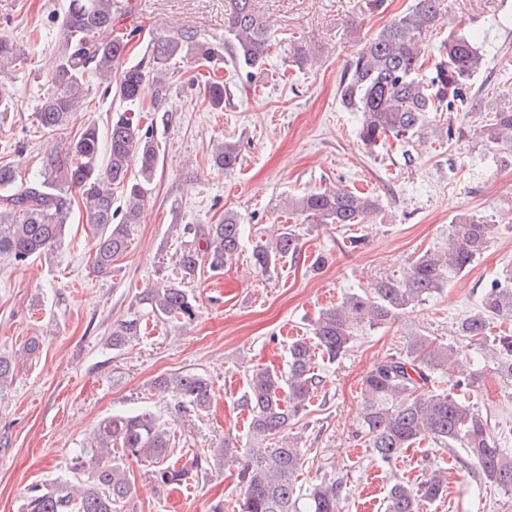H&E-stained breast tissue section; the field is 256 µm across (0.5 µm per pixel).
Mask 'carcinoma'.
I'll return each instance as SVG.
<instances>
[{
	"label": "carcinoma",
	"instance_id": "obj_1",
	"mask_svg": "<svg viewBox=\"0 0 512 512\" xmlns=\"http://www.w3.org/2000/svg\"><path fill=\"white\" fill-rule=\"evenodd\" d=\"M131 0H70L60 24L59 51L48 78L52 88L36 112L38 128L59 138L42 171L19 179L14 156H0V254L16 261L37 258L63 243L66 224L79 209L93 230V271L112 270L129 249L132 227L140 223L151 191L158 148L142 128L138 105L149 85H160L175 74L173 65L194 61L210 67L223 60L221 49L248 73L268 64L277 42L253 0H230L224 17V45L214 44L192 29L159 36L150 43L152 66L128 64L134 30L118 27L132 11ZM447 0H412V4L366 40L345 68L338 85L342 107L357 114L359 138L369 150L394 140L451 139L452 127L436 123L442 112H465L472 79L485 62L482 45L471 34L448 33L435 47L422 35L436 27L447 11ZM26 52L14 40L0 36V70L15 68ZM94 73L115 79V95L126 108L112 115L106 140L93 125L71 134L73 118L85 107L87 78ZM476 135L494 147H512V106H495ZM216 165L233 170L240 162L239 145L224 141ZM125 193V208H113L114 188ZM288 214L311 224H365L379 200L367 193L326 184L285 202ZM184 238L177 254L175 277L161 278L139 295L141 309L112 331V347L122 348L142 336L154 320L183 328L196 315L188 285L202 275L219 274L240 256L243 227L233 213L217 224L173 226ZM495 224L465 220L453 225L448 243L418 255L397 277H384L341 304L322 311L312 326V340L297 339L288 348V371H251L241 405L250 415L245 452L240 458L243 493L238 512H340L343 483L324 479L308 488L296 483L304 464L302 437L291 431L322 383L315 372V354L334 361L353 347L365 328H380L408 308H415L448 287L449 278L468 269L495 237ZM193 239L187 240L185 236ZM300 250V231L282 225L274 239L258 238L250 262L271 276L283 258ZM512 326V268L493 280L476 310L456 322V333L475 346L476 368L466 390L476 391L490 372L512 383V331L494 335L495 326ZM39 341L0 355V389L15 377L18 363L35 355ZM453 346L424 334L408 336L405 350L375 363L361 382L360 433L385 463L430 440L440 448H461L456 458L473 468L491 486L512 492V450L501 447L488 416L464 394L439 386L449 377ZM152 387L171 396L179 412L204 414L213 399L209 379L200 373L160 375ZM89 448L72 458V477L28 489L21 512H122L132 487L120 458L153 464L152 477L164 486L178 485L188 471L170 463L175 443L162 414L143 408L100 420ZM121 457H116L115 450ZM235 456L227 446L195 457V468L211 458ZM447 477L431 472L421 483L395 482L387 494L386 512H420L441 498Z\"/></svg>",
	"mask_w": 512,
	"mask_h": 512
}]
</instances>
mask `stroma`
Listing matches in <instances>:
<instances>
[{
    "mask_svg": "<svg viewBox=\"0 0 512 512\" xmlns=\"http://www.w3.org/2000/svg\"><path fill=\"white\" fill-rule=\"evenodd\" d=\"M69 0H0V35L27 43L30 23L41 41L22 68L0 71V91L15 103L0 113V149L17 151L22 177L41 171L53 136H40L35 112L49 84V64ZM129 22L137 29L131 62L148 58L149 41L182 29L224 40L229 0H131ZM410 0H386L382 13L368 15L364 0H254L278 42L265 71L246 75L232 63L219 74L227 88L213 105L197 69L160 91L153 112L159 160L151 194L128 252L111 273L91 268L93 234L71 222L61 248L27 262L0 256V354L8 355L31 337L38 352L18 366L12 383L0 390V512H19L34 484L69 477L71 460L103 417L151 407L174 434L176 467L225 440H245L249 414L239 405L251 370H286L288 345L309 336L319 314L348 294L386 276L444 244L453 224L465 217L498 225L484 253L455 275L448 288L392 324L364 329L353 348L328 362L317 360L324 379L294 429L307 450L298 478H343V512H385L390 486L412 484L436 468L448 472V494L426 512H512V493L485 484L477 472L455 465L447 449L425 441L383 463L357 434L361 380L372 365L402 349L409 333L422 331L469 351L452 326L475 311L485 285L512 265V150L495 148L473 133L485 116L486 101L474 97L466 112L445 113L457 132L452 140H426L407 150L383 145L368 153L358 137L356 113L339 103V77L366 39ZM512 0H451L439 26L424 36L434 45L450 30L465 29L482 39L486 54L474 86L494 83L497 104L512 105V24L502 17ZM309 54L297 64L293 45ZM92 102L76 126L96 124L107 131L118 100L90 76ZM236 141L242 164L227 173L213 156L225 140ZM332 182L372 193L379 210L368 223L347 228L304 224L301 257L286 258L272 277L262 276L247 256L258 236L287 223L284 199ZM244 226L243 253L223 274L202 275L190 289L197 315L186 330L150 323L145 336L114 349L111 333L138 310L148 282L173 275L182 240L173 225L217 223L225 213ZM328 255L322 270L309 258ZM205 374L214 390L208 413L174 409L152 389L161 374ZM479 412L488 413L494 432L512 430V385L486 375L471 392ZM133 484L126 512H234L241 497L235 464L213 466L206 475L189 473L181 486H159L147 461L127 459Z\"/></svg>",
    "mask_w": 512,
    "mask_h": 512,
    "instance_id": "35a3bbf8",
    "label": "stroma"
}]
</instances>
